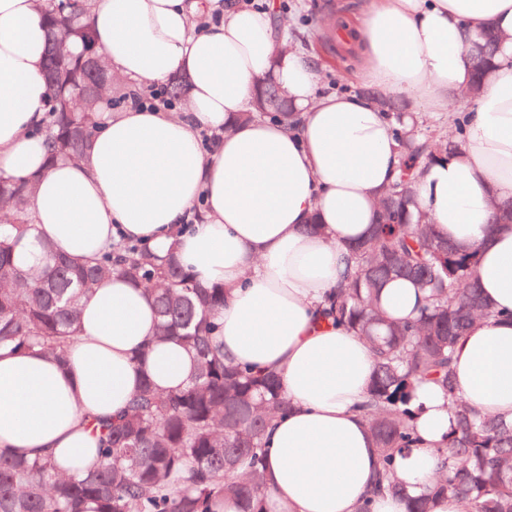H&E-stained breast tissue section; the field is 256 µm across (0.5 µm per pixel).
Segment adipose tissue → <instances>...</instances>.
<instances>
[{
  "mask_svg": "<svg viewBox=\"0 0 512 512\" xmlns=\"http://www.w3.org/2000/svg\"><path fill=\"white\" fill-rule=\"evenodd\" d=\"M274 5L229 0H94L91 24L107 68L137 90L176 75L183 107L127 105L103 113L77 160L45 168L40 129L44 17L35 0H0V177H37L38 236L77 261L125 236L166 252L204 285L224 289L217 312L224 357L274 373L290 403L264 435L267 512H406L372 496L379 451L359 412L374 371L370 347L318 306L350 270L348 247L376 221L374 201L399 163L394 131L367 96L325 95L315 65L276 47ZM508 34L474 101L473 44L486 26ZM360 82L405 99L415 114H466L462 146L426 168L416 201L443 238L478 247V277L497 318L472 326L455 350L464 399L512 417V225L490 220L512 199V0H372L356 27ZM273 81L296 129L238 121ZM317 222L322 234L304 232ZM151 298L117 276L84 300L66 363L0 351V453L48 455L63 472L98 460L100 423L123 412L142 376L185 385L193 359L155 336ZM418 443L397 457L409 492L429 484L451 425L440 391L420 385Z\"/></svg>",
  "mask_w": 512,
  "mask_h": 512,
  "instance_id": "adipose-tissue-1",
  "label": "adipose tissue"
}]
</instances>
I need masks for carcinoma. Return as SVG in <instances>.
Masks as SVG:
<instances>
[{"label": "carcinoma", "instance_id": "carcinoma-1", "mask_svg": "<svg viewBox=\"0 0 512 512\" xmlns=\"http://www.w3.org/2000/svg\"><path fill=\"white\" fill-rule=\"evenodd\" d=\"M48 32L45 80L49 107L42 136L49 155L78 159L112 108L121 79L87 68L98 50L91 0H37ZM64 38L67 67L54 64L56 36ZM503 37L486 30L476 43L482 67L492 64ZM366 95L394 125L400 165L375 201L370 235L352 248V271L324 298L319 313L355 329L372 347L375 370L360 410L379 448L373 492L406 495L396 480V454L418 442L411 404L423 383L437 386L453 418L445 447L435 450L432 487L410 499L408 512H434L454 498L464 512H512V420L483 416L459 394L453 356L459 336L496 315L481 296L477 249L448 244L423 212L413 215L425 167L459 149L460 137L413 119L406 104L377 91ZM297 123L288 101L262 86L239 121ZM32 180L0 179V349L40 350L62 361L75 335L81 302L102 282L120 275L143 288L158 317L153 345L176 341L192 354L194 372L183 388L163 392L147 377L126 410L102 425L97 466L79 475L60 473L48 457L0 454V512H224V499L242 512H264L267 479L262 447L270 421L288 408L275 374H255L224 361L214 312L224 288L208 287L180 265L175 249L160 255L120 242L99 258L76 263L56 247L40 246L41 263L24 268L14 248L33 235ZM411 280L423 294L419 313L405 320L379 306L384 284Z\"/></svg>", "mask_w": 512, "mask_h": 512}]
</instances>
